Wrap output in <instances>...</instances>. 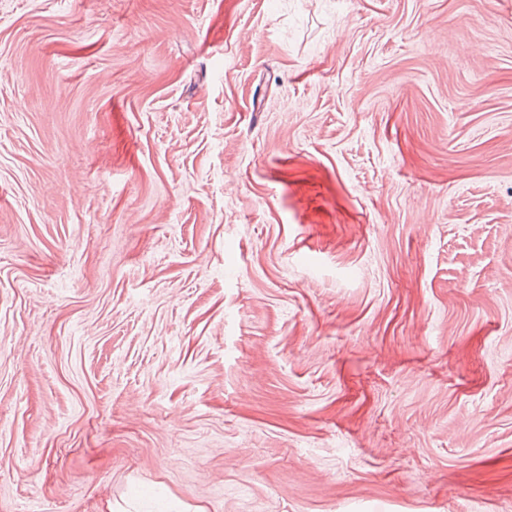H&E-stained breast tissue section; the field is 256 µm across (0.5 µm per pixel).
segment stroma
I'll list each match as a JSON object with an SVG mask.
<instances>
[{
    "label": "stroma",
    "instance_id": "35a3bbf8",
    "mask_svg": "<svg viewBox=\"0 0 512 512\" xmlns=\"http://www.w3.org/2000/svg\"><path fill=\"white\" fill-rule=\"evenodd\" d=\"M0 512H512V0H0Z\"/></svg>",
    "mask_w": 512,
    "mask_h": 512
}]
</instances>
